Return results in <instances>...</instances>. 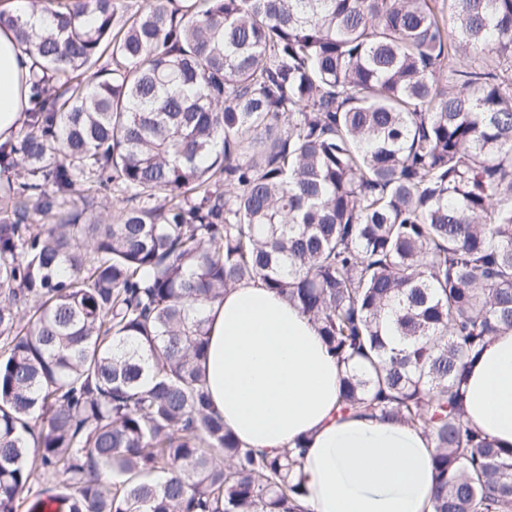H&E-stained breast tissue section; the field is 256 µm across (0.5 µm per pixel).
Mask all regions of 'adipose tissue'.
<instances>
[{
    "mask_svg": "<svg viewBox=\"0 0 512 512\" xmlns=\"http://www.w3.org/2000/svg\"><path fill=\"white\" fill-rule=\"evenodd\" d=\"M30 59L0 24V142L28 106ZM201 363L212 404L241 443L270 455L302 440L310 512H426L434 494L424 432L365 413H336L340 368L314 323L277 293L250 284L206 310ZM466 419L512 447V331L492 337L472 365Z\"/></svg>",
    "mask_w": 512,
    "mask_h": 512,
    "instance_id": "adipose-tissue-1",
    "label": "adipose tissue"
}]
</instances>
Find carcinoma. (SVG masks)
Returning a JSON list of instances; mask_svg holds the SVG:
<instances>
[{"instance_id":"carcinoma-1","label":"carcinoma","mask_w":512,"mask_h":512,"mask_svg":"<svg viewBox=\"0 0 512 512\" xmlns=\"http://www.w3.org/2000/svg\"><path fill=\"white\" fill-rule=\"evenodd\" d=\"M45 10L0 12L32 59L0 143V512H307L303 443L241 447L204 386V307L244 282L317 325L338 414L434 443L431 512H512V448L465 419L512 330V0Z\"/></svg>"}]
</instances>
